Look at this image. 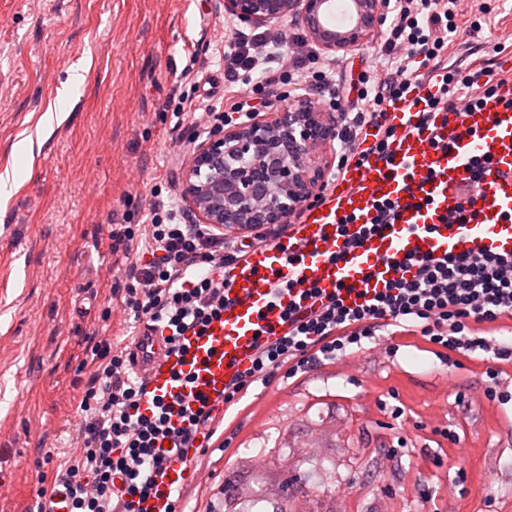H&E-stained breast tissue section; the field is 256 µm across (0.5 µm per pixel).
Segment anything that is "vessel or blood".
Instances as JSON below:
<instances>
[{
    "label": "vessel or blood",
    "instance_id": "1",
    "mask_svg": "<svg viewBox=\"0 0 512 512\" xmlns=\"http://www.w3.org/2000/svg\"><path fill=\"white\" fill-rule=\"evenodd\" d=\"M473 79L491 88L480 104L460 118L437 112L423 132L416 128L417 103L430 94L428 84L390 103L385 123L396 135L388 157L370 151L348 162L323 203L289 228L281 246L252 248L225 279L230 302L204 335L183 336L173 349L159 327L141 330L131 367L146 379L150 398L171 405L174 429L185 425L184 407L199 397L221 399L225 383L248 366L259 329L278 321L275 285L301 279L356 306L403 274L399 261L407 254L487 248L512 255V73L478 71ZM387 198L400 204L396 223L346 250L339 225L370 223L376 203ZM462 207L472 212L470 223H447ZM188 474L174 458L142 512H162Z\"/></svg>",
    "mask_w": 512,
    "mask_h": 512
}]
</instances>
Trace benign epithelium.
<instances>
[{
	"label": "benign epithelium",
	"mask_w": 512,
	"mask_h": 512,
	"mask_svg": "<svg viewBox=\"0 0 512 512\" xmlns=\"http://www.w3.org/2000/svg\"><path fill=\"white\" fill-rule=\"evenodd\" d=\"M326 0H224L225 15L276 25L295 17L322 49L357 46L380 22L386 0H356L358 21L343 34L320 28ZM335 133L326 111L301 101L264 117L220 128L194 147L184 196L202 224L233 233L281 224L322 182Z\"/></svg>",
	"instance_id": "1"
}]
</instances>
